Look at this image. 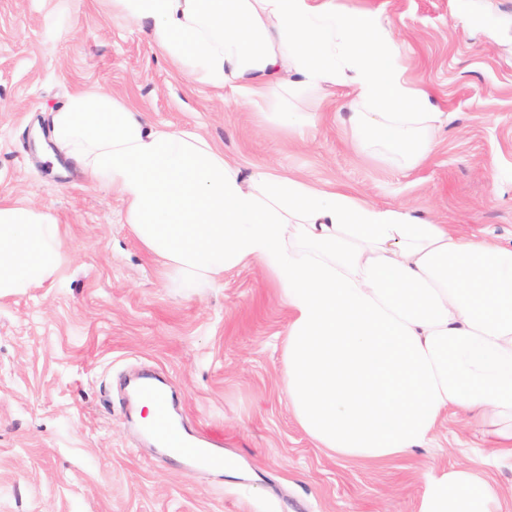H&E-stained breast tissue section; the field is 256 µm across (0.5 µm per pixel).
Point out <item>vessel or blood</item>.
Returning a JSON list of instances; mask_svg holds the SVG:
<instances>
[{
    "label": "vessel or blood",
    "mask_w": 512,
    "mask_h": 512,
    "mask_svg": "<svg viewBox=\"0 0 512 512\" xmlns=\"http://www.w3.org/2000/svg\"><path fill=\"white\" fill-rule=\"evenodd\" d=\"M136 392L142 398L155 402L157 413L149 433L163 455L177 458L192 468L220 471L224 468V452L217 439L204 432H189L178 426L168 393L154 376L144 374L136 380Z\"/></svg>",
    "instance_id": "b4317fda"
}]
</instances>
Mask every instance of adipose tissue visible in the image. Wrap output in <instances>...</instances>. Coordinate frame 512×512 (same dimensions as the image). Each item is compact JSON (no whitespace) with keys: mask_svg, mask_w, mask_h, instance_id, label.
<instances>
[{"mask_svg":"<svg viewBox=\"0 0 512 512\" xmlns=\"http://www.w3.org/2000/svg\"><path fill=\"white\" fill-rule=\"evenodd\" d=\"M149 24L151 44L192 81L272 103L292 76L352 86L368 132L424 159L449 120L404 79L378 16L337 0H112ZM55 148L122 202V219L164 276L221 284L262 266L291 313L283 392L301 430L344 460L427 446L461 412L512 467V248L404 208L370 204L266 169L242 174L203 136L151 128L133 104L77 90L50 115ZM68 262L49 211L0 200V299L55 279ZM492 485L464 467L426 473L416 512H493Z\"/></svg>","mask_w":512,"mask_h":512,"instance_id":"obj_1","label":"adipose tissue"}]
</instances>
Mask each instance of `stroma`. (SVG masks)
<instances>
[{
  "label": "stroma",
  "instance_id": "1",
  "mask_svg": "<svg viewBox=\"0 0 512 512\" xmlns=\"http://www.w3.org/2000/svg\"><path fill=\"white\" fill-rule=\"evenodd\" d=\"M379 14L407 79L451 118L408 164L341 118L349 90L291 91L293 140L275 114L191 84L111 0H0V199L49 208L69 261L52 282L0 300V512H416L422 475L466 466L512 503V469L492 464L459 417L432 446L346 461L300 429L281 388L290 312L258 265L221 286L168 281L121 220L122 203L35 134L70 92L131 100L154 127L197 132L243 173L263 168L380 207L404 206L512 248V0H337ZM151 369L185 422L224 436L226 473L161 457L139 409L110 390Z\"/></svg>",
  "mask_w": 512,
  "mask_h": 512
}]
</instances>
